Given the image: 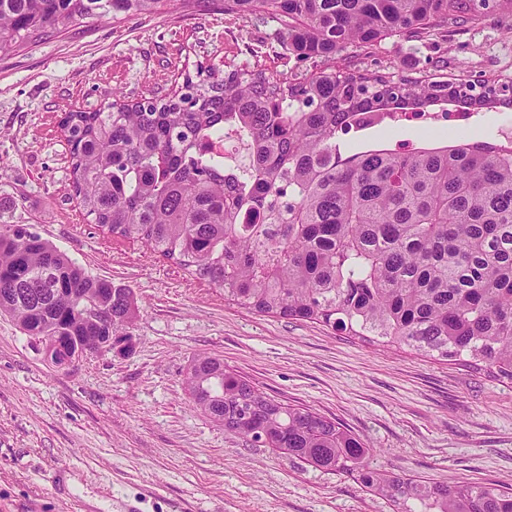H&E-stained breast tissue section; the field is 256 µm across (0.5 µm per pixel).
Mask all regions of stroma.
I'll list each match as a JSON object with an SVG mask.
<instances>
[{"instance_id": "obj_1", "label": "stroma", "mask_w": 512, "mask_h": 512, "mask_svg": "<svg viewBox=\"0 0 512 512\" xmlns=\"http://www.w3.org/2000/svg\"><path fill=\"white\" fill-rule=\"evenodd\" d=\"M336 65L397 75L512 79V20L490 12L369 46ZM298 59L273 19L222 0L119 22L81 20L0 57V224H25L90 274L131 289L130 352L51 365L0 314V512H396L352 476L225 432L187 386L193 361L227 368L277 401L341 423L369 463L429 485L512 489V382L308 321L259 314L138 241L84 216L62 113L164 96L203 68L289 78ZM375 126L346 152L422 145Z\"/></svg>"}]
</instances>
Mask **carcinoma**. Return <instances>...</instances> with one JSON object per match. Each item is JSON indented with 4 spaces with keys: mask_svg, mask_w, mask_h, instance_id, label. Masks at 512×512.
<instances>
[{
    "mask_svg": "<svg viewBox=\"0 0 512 512\" xmlns=\"http://www.w3.org/2000/svg\"><path fill=\"white\" fill-rule=\"evenodd\" d=\"M168 0H0V55L83 19L155 14ZM512 0H224L276 19L288 47L327 59L433 25L460 26ZM322 69L262 70L69 112L72 185L84 215L145 244L251 311L310 321L362 342L464 361L512 381V138L346 154L340 137L450 100L508 107L494 85ZM232 136L248 155L213 145ZM112 289V294L105 289ZM112 300L103 325L84 313ZM0 312L38 341L128 338L132 293L75 264L37 232L0 225ZM224 430L321 471L354 476L401 512H512L494 485L429 486L369 467V448L308 408L282 404L211 356L187 378Z\"/></svg>",
    "mask_w": 512,
    "mask_h": 512,
    "instance_id": "1",
    "label": "carcinoma"
}]
</instances>
